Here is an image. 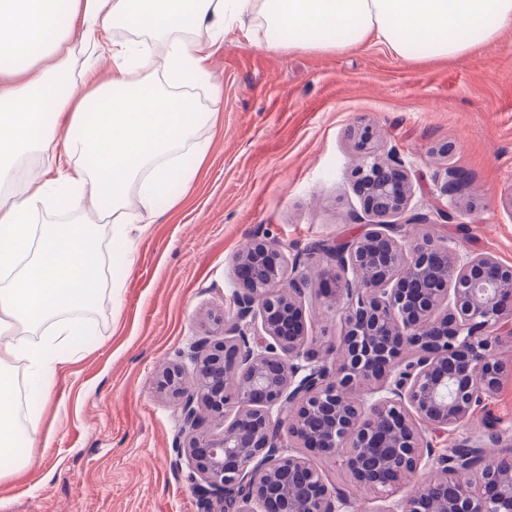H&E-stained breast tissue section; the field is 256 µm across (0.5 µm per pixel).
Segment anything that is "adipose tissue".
<instances>
[{"mask_svg": "<svg viewBox=\"0 0 512 512\" xmlns=\"http://www.w3.org/2000/svg\"><path fill=\"white\" fill-rule=\"evenodd\" d=\"M234 23L278 32L281 49L372 40L404 59L448 58L512 29V0H0V454L38 423L21 422L20 395L47 398L78 314L104 298L100 225L125 240L169 185L198 176L208 152L198 133L218 113L189 89L206 83L211 49ZM113 24L132 37L108 47L111 80L75 74L74 27L94 52ZM31 152L65 163L39 185L22 163ZM49 205L69 222L41 218Z\"/></svg>", "mask_w": 512, "mask_h": 512, "instance_id": "1", "label": "adipose tissue"}]
</instances>
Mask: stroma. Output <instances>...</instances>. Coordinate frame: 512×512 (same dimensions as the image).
<instances>
[{"label": "stroma", "instance_id": "1", "mask_svg": "<svg viewBox=\"0 0 512 512\" xmlns=\"http://www.w3.org/2000/svg\"><path fill=\"white\" fill-rule=\"evenodd\" d=\"M263 30L228 28L208 71L221 89L215 128L199 132L209 154L185 197L113 248L100 229L105 276L114 292L83 316L70 359L47 380L30 461L0 482V512H207L180 452L174 401L158 388L162 364L186 361L199 339L223 337L214 316L232 315L233 258L258 239L301 256L317 288L307 301L317 356L339 345L345 322L324 290L333 267L315 246L368 231L352 171L353 130L370 126L411 176L416 211L406 243L447 238L463 253L487 252L512 266V29L452 58L396 57L368 42L342 51L266 48ZM458 174L452 220L434 209L438 187ZM494 395L456 431L431 439L436 453L481 440L487 455L512 449V335ZM328 486L355 512L384 501L356 489L345 468L316 455Z\"/></svg>", "mask_w": 512, "mask_h": 512}]
</instances>
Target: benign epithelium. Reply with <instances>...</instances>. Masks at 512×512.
Masks as SVG:
<instances>
[{"instance_id":"benign-epithelium-1","label":"benign epithelium","mask_w":512,"mask_h":512,"mask_svg":"<svg viewBox=\"0 0 512 512\" xmlns=\"http://www.w3.org/2000/svg\"><path fill=\"white\" fill-rule=\"evenodd\" d=\"M357 149L373 229L330 249L331 296L345 306L339 346L321 359L309 347L314 288L300 261L249 241L235 256L236 312L216 318L224 338L193 345L190 373L182 363L161 367L183 455L211 512H351L350 498L307 458L344 448L351 481L386 498L434 458V477L385 512H512V465L487 458L477 441L436 457L427 437L457 427L496 392L498 336L512 333V267L444 238L401 240L388 218L427 223L410 208L405 164L380 157L365 131ZM436 276L444 288H421Z\"/></svg>"}]
</instances>
